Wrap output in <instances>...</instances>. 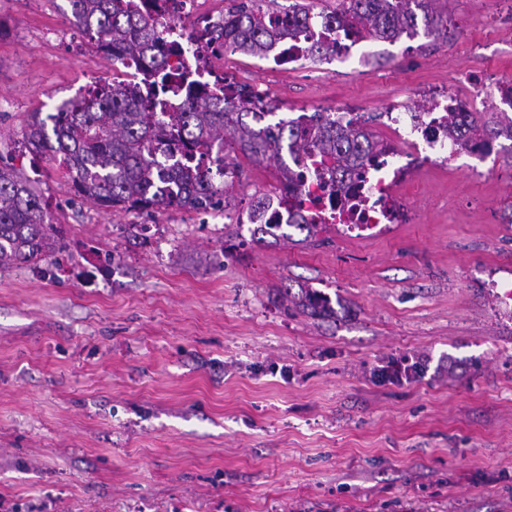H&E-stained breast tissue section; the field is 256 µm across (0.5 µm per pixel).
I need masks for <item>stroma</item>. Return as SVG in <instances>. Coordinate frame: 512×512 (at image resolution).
<instances>
[{"instance_id": "stroma-1", "label": "stroma", "mask_w": 512, "mask_h": 512, "mask_svg": "<svg viewBox=\"0 0 512 512\" xmlns=\"http://www.w3.org/2000/svg\"><path fill=\"white\" fill-rule=\"evenodd\" d=\"M447 38H364L328 68L241 54L215 72L278 117L386 111L471 77L512 76V8L447 0ZM68 0H0V153L36 179L60 258L0 270V512H512V152L415 160L395 223L288 228L256 245L237 216L280 189L237 156L224 211L110 213L26 121L111 81ZM327 294L321 319L284 288ZM410 358L425 372L380 383Z\"/></svg>"}]
</instances>
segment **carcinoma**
Here are the masks:
<instances>
[{
	"label": "carcinoma",
	"instance_id": "obj_1",
	"mask_svg": "<svg viewBox=\"0 0 512 512\" xmlns=\"http://www.w3.org/2000/svg\"><path fill=\"white\" fill-rule=\"evenodd\" d=\"M72 22L81 26L88 42L112 57L143 59L146 65L136 94L115 82L95 86L86 95L63 102L41 118L35 112L26 123L22 146L30 153L49 152L66 170L75 193L108 211L190 207L224 210V175L235 170L227 161L229 145L255 162H280L282 188L299 180L304 169L327 170L341 176L333 191L343 190V176L351 166L377 164L378 153L356 119L342 125L325 112H316L310 124L288 128L277 124L272 132L264 120L265 103L259 94L227 97L224 75L214 76L204 97L189 91L177 112L155 110L158 91L166 81L164 31L148 16L161 12L160 0H68ZM333 14L356 34L384 41L414 37L418 30L448 36V13L440 0H336ZM276 0H240L224 14V26L208 18L198 20L194 41L199 62L212 46L230 43L241 53L262 57L271 42L286 35L312 41L310 59L321 61L338 53L336 39L310 30L315 16L309 3L295 4L293 14L273 10ZM285 18L271 28L267 19ZM502 123H483L473 112H451L448 136L460 145L472 138L492 140ZM179 136L191 149L204 147L198 164L175 170L167 160L169 141ZM287 151L291 163L282 158ZM64 249L60 231L45 223L42 198L35 181L7 163L0 165V270L38 262ZM296 306L314 317L336 314L321 292L304 288Z\"/></svg>",
	"mask_w": 512,
	"mask_h": 512
}]
</instances>
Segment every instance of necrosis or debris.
I'll return each mask as SVG.
<instances>
[{"mask_svg": "<svg viewBox=\"0 0 512 512\" xmlns=\"http://www.w3.org/2000/svg\"><path fill=\"white\" fill-rule=\"evenodd\" d=\"M202 2L203 0H178L177 5L166 6L164 13L155 18L156 23L167 30L170 41L181 47L180 54L170 57L168 62L173 77L159 97L162 111H175L182 104L185 94L182 74H190L193 79L202 83L209 80V71L197 62L192 40L191 14L197 11ZM479 94L480 91L476 88L463 93L452 89L443 92L440 99L427 111L398 112L391 115V123L402 131L401 138L386 143L379 166L368 170L359 178L358 192H332L328 178L311 174L305 176L304 187L311 195L321 198L322 211L330 213L336 223L357 229L392 223L396 202L391 194L392 184L388 180V173L393 159H412L423 153L430 157L451 160L464 153L480 161L492 152V144L482 140L472 141L465 147L458 145L449 139L444 127L448 113L470 111Z\"/></svg>", "mask_w": 512, "mask_h": 512, "instance_id": "1", "label": "necrosis or debris"}]
</instances>
